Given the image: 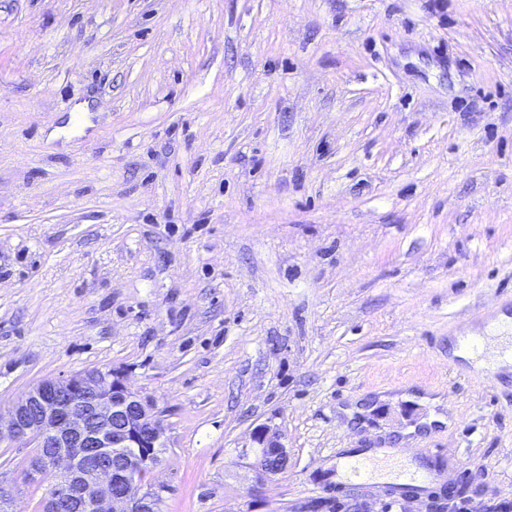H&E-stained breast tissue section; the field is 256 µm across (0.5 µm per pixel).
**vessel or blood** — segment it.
<instances>
[{
	"label": "vessel or blood",
	"instance_id": "obj_1",
	"mask_svg": "<svg viewBox=\"0 0 512 512\" xmlns=\"http://www.w3.org/2000/svg\"><path fill=\"white\" fill-rule=\"evenodd\" d=\"M381 462L398 463L399 468L385 485L386 494L398 501L422 499L430 495L439 473L415 465L405 448H350L336 459V477L353 488L371 485L375 468Z\"/></svg>",
	"mask_w": 512,
	"mask_h": 512
}]
</instances>
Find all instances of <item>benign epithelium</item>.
I'll return each mask as SVG.
<instances>
[{"instance_id": "obj_1", "label": "benign epithelium", "mask_w": 512, "mask_h": 512, "mask_svg": "<svg viewBox=\"0 0 512 512\" xmlns=\"http://www.w3.org/2000/svg\"><path fill=\"white\" fill-rule=\"evenodd\" d=\"M35 448L26 478L56 476L42 512H161L164 487L145 486L138 471L153 469L165 447V427L154 401L132 390L122 371L91 369L47 379L3 413L0 441ZM258 447L244 452L262 478L288 470L281 434L264 425Z\"/></svg>"}]
</instances>
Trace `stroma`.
I'll list each match as a JSON object with an SVG mask.
<instances>
[{"label": "stroma", "instance_id": "35a3bbf8", "mask_svg": "<svg viewBox=\"0 0 512 512\" xmlns=\"http://www.w3.org/2000/svg\"><path fill=\"white\" fill-rule=\"evenodd\" d=\"M494 334L512 0H0L1 409L115 368L161 413L162 512H448L512 501V374L450 353ZM412 425L440 497L327 488ZM32 454L0 442L15 512ZM281 439V434L267 425L259 427L254 432L253 440L259 446L251 448L252 455L245 450L243 456L250 460L248 466L260 478H272L288 469V451Z\"/></svg>", "mask_w": 512, "mask_h": 512}]
</instances>
